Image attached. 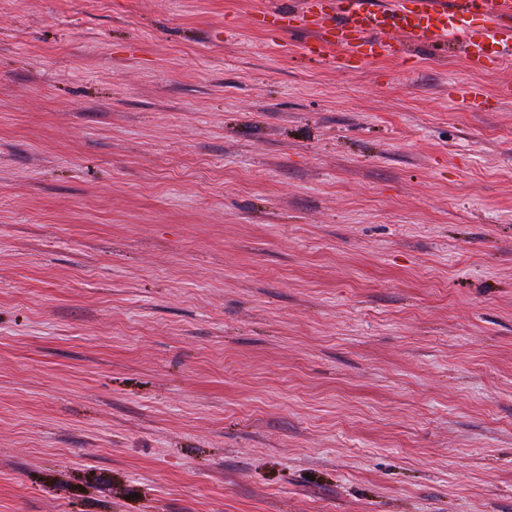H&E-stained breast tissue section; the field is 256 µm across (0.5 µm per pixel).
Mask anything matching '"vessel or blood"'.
Returning a JSON list of instances; mask_svg holds the SVG:
<instances>
[{"label":"vessel or blood","mask_w":512,"mask_h":512,"mask_svg":"<svg viewBox=\"0 0 512 512\" xmlns=\"http://www.w3.org/2000/svg\"><path fill=\"white\" fill-rule=\"evenodd\" d=\"M255 22L292 24L308 33V54L335 46L347 64L385 53L405 58L410 46L440 41L461 47L478 68L512 58V0H286L280 9L259 12ZM511 99L508 83L493 101L478 85L456 92L458 105L470 112Z\"/></svg>","instance_id":"1"}]
</instances>
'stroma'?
I'll return each mask as SVG.
<instances>
[{
  "mask_svg": "<svg viewBox=\"0 0 512 512\" xmlns=\"http://www.w3.org/2000/svg\"><path fill=\"white\" fill-rule=\"evenodd\" d=\"M272 2L0 0V512H512V63ZM456 93L457 104L461 109L470 112H483L489 110L493 104L489 102L484 89L479 85H470L460 88Z\"/></svg>",
  "mask_w": 512,
  "mask_h": 512,
  "instance_id": "35a3bbf8",
  "label": "stroma"
}]
</instances>
